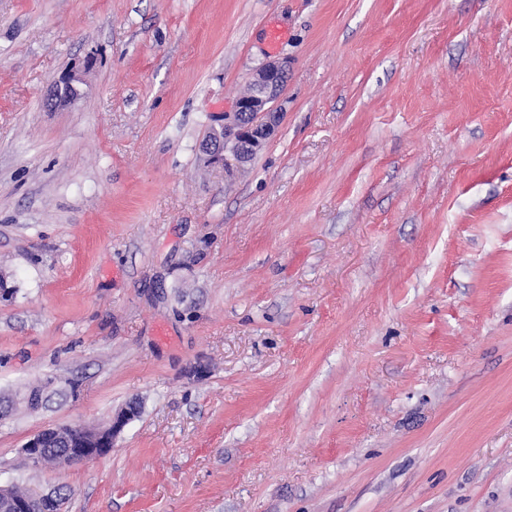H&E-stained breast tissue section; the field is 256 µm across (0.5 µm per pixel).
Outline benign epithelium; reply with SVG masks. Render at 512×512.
<instances>
[{
	"label": "benign epithelium",
	"mask_w": 512,
	"mask_h": 512,
	"mask_svg": "<svg viewBox=\"0 0 512 512\" xmlns=\"http://www.w3.org/2000/svg\"><path fill=\"white\" fill-rule=\"evenodd\" d=\"M288 77V60H272L252 75L247 93L235 103V111L224 114V123L213 127L199 144V151L210 165H227V156L243 166L250 162L276 134L281 112L278 102ZM79 69L63 73L50 94L48 107L64 105L79 94ZM136 417V405L112 416L105 427L55 426L31 436L21 448L34 468L69 467L90 463L107 456L115 438ZM0 512H61V497L28 492L14 494V487L0 485Z\"/></svg>",
	"instance_id": "obj_1"
}]
</instances>
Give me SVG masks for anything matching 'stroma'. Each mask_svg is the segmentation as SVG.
<instances>
[{
    "label": "stroma",
    "mask_w": 512,
    "mask_h": 512,
    "mask_svg": "<svg viewBox=\"0 0 512 512\" xmlns=\"http://www.w3.org/2000/svg\"><path fill=\"white\" fill-rule=\"evenodd\" d=\"M274 58L277 134L206 164ZM0 279V393L60 390L0 482L63 512H512V0H0ZM79 72V69L72 68L61 75L58 84L47 100L48 107L56 108L65 105L78 96V84L81 81ZM136 417L135 403L113 415L105 427L55 426L31 436L21 448L25 460L34 468L69 467L90 463L107 456L115 438ZM78 434V438H74Z\"/></svg>",
    "instance_id": "stroma-1"
}]
</instances>
